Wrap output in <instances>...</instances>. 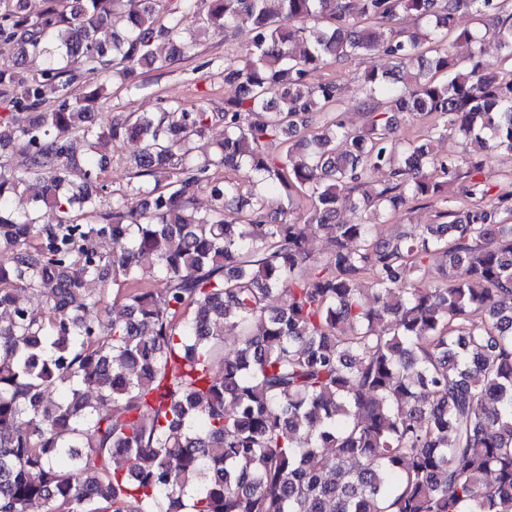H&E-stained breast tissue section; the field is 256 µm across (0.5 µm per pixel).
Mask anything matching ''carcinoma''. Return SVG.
Masks as SVG:
<instances>
[{
	"mask_svg": "<svg viewBox=\"0 0 512 512\" xmlns=\"http://www.w3.org/2000/svg\"><path fill=\"white\" fill-rule=\"evenodd\" d=\"M47 2L0 0V159L27 161L0 162V512H512V194L486 174L512 153L508 0H173L165 24L163 0ZM212 25L252 32L224 58L238 91L222 111L97 123L102 77L162 69ZM160 37L175 43L163 61ZM374 50L391 68L362 74L352 127L342 87L315 77ZM30 53L48 66L27 72ZM420 120L419 138L397 136ZM455 137L465 155L435 149ZM76 138L94 153L142 141L134 206L88 221L104 168L77 163ZM418 203L436 223L380 237Z\"/></svg>",
	"mask_w": 512,
	"mask_h": 512,
	"instance_id": "cac0c4a2",
	"label": "carcinoma"
}]
</instances>
